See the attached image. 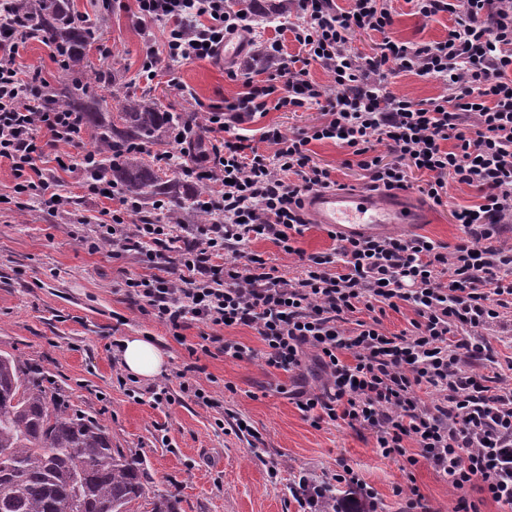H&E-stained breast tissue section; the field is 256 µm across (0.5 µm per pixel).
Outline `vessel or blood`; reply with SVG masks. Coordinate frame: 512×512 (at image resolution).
<instances>
[{
	"mask_svg": "<svg viewBox=\"0 0 512 512\" xmlns=\"http://www.w3.org/2000/svg\"><path fill=\"white\" fill-rule=\"evenodd\" d=\"M312 223L342 238H365L424 223V212L400 191L372 192L320 189L304 200Z\"/></svg>",
	"mask_w": 512,
	"mask_h": 512,
	"instance_id": "obj_1",
	"label": "vessel or blood"
}]
</instances>
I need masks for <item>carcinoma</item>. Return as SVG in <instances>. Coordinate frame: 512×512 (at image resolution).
I'll return each instance as SVG.
<instances>
[{
	"label": "carcinoma",
	"instance_id": "1",
	"mask_svg": "<svg viewBox=\"0 0 512 512\" xmlns=\"http://www.w3.org/2000/svg\"><path fill=\"white\" fill-rule=\"evenodd\" d=\"M229 7L263 20L285 18L291 0H228ZM15 25L32 38L54 45L72 79L45 87L46 104L62 108L90 132L91 170L126 196L162 201V220L191 211L203 222L201 195L184 180L165 178L144 158L146 147L165 142L191 117L170 112L149 95L123 93L113 114L89 91L94 82L111 85L110 71L89 68L96 40L91 24L72 0H15L9 10ZM147 476L140 459L112 447L97 421L69 412L43 384L39 370L0 353V512H139L146 498Z\"/></svg>",
	"mask_w": 512,
	"mask_h": 512
}]
</instances>
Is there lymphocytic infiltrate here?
<instances>
[{"label": "lymphocytic infiltrate", "instance_id": "lymphocytic-infiltrate-1", "mask_svg": "<svg viewBox=\"0 0 512 512\" xmlns=\"http://www.w3.org/2000/svg\"><path fill=\"white\" fill-rule=\"evenodd\" d=\"M424 19L447 14V38L402 41L390 36L387 0H297L289 32L297 54L278 42L266 50L275 72L249 81L225 108L195 114L181 130L188 158L184 177L212 185L215 224H169L143 217L141 202L108 182L92 186L114 206L87 239L89 251L132 256L144 274L125 286L141 310L171 330L196 321L206 327L254 329L264 348L223 339L225 356L262 358L290 371L312 358L323 378L320 392L294 393L313 424L342 419L373 427L383 456L404 455L405 442L454 489L479 485L512 512V390L486 383L460 367L461 357L490 362L489 331L505 328L512 305V245L501 241L512 223V0H410ZM141 19L163 25L169 59L194 62L215 56L225 37L246 26L226 0H136ZM374 31L371 53L352 50L350 38ZM25 38L0 25V159L10 163L16 195L37 196L53 212L70 211L45 157L62 159V147L79 142L71 113L43 109L35 90L39 72L20 68ZM318 64L333 79L325 88L309 77ZM395 72L447 86V94L415 100L387 89ZM318 106L323 120L293 134L264 127L259 138L243 123L269 110L296 112ZM331 141L348 149L344 167L362 170L372 191L418 188L433 205L446 206L448 189L466 185L480 203L455 208L464 235L455 245L425 236L368 237L339 243L335 253L302 255L297 247L309 221L303 200L334 187L328 168L316 164L310 144ZM391 155L383 162L376 144ZM424 174L413 185L409 169ZM256 240L299 256L302 273L287 278L262 254ZM410 307L408 328L391 333L379 314ZM367 311L361 319L359 311ZM439 400L424 407L420 390Z\"/></svg>", "mask_w": 512, "mask_h": 512}]
</instances>
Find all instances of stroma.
<instances>
[{"instance_id": "obj_1", "label": "stroma", "mask_w": 512, "mask_h": 512, "mask_svg": "<svg viewBox=\"0 0 512 512\" xmlns=\"http://www.w3.org/2000/svg\"><path fill=\"white\" fill-rule=\"evenodd\" d=\"M391 34L410 41H438L452 22L441 15L425 20L414 15L407 0H392ZM99 30L89 52L93 65L103 66L131 81L137 93H147L174 112H206L224 107L249 80L252 44L238 35L237 53L229 59L184 64L170 62L163 51L161 24L140 20L135 0H74ZM157 58L156 76L141 73L147 53ZM18 64L40 70L48 85L68 79L36 38L19 48ZM237 80H229L227 68ZM179 84H172L171 76ZM64 195L73 197L84 223L49 211L37 199L13 195L15 179L8 163L0 162V353L40 365L45 385L59 392L71 410L105 425L112 445L136 454L148 474L150 495H171L177 512H299L291 489L300 475L331 482L340 464L351 465L365 484L358 496L365 512H401L396 491L416 486L429 512H500L478 487L452 489L426 461L419 448L407 445L402 456L383 457L373 430L346 421L312 425L293 403L298 385L320 391L322 381L311 361L287 373L267 367L262 359L225 358L217 344L208 353L190 356L203 345L207 328L189 322L171 331L144 314L127 296L125 279L142 273L134 258H113L110 248L89 252L83 242L87 218L107 207L75 174L59 172ZM411 202L425 207L428 221L416 234L455 244L461 230L450 205H469L475 190L453 187L448 207L432 206L416 188L420 173H412ZM130 336L152 341L167 356L165 373L154 379H131L121 365L118 346ZM495 363L462 360L464 370L493 377L494 384L512 390V335L492 340ZM198 371L184 373L186 364ZM204 388L212 406L198 404L183 383ZM168 386L175 401L155 406L151 392ZM244 419L250 432L236 428ZM416 465H408V457Z\"/></svg>"}]
</instances>
